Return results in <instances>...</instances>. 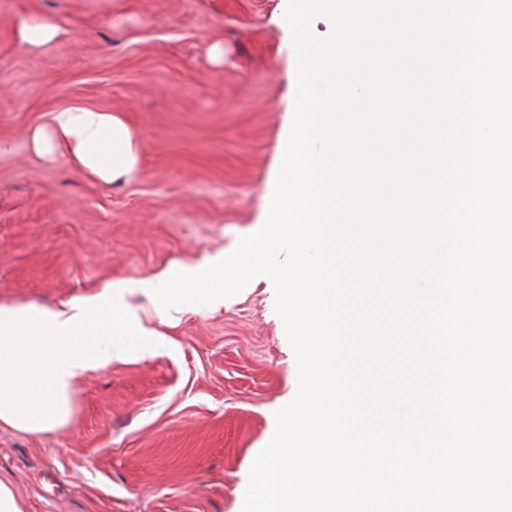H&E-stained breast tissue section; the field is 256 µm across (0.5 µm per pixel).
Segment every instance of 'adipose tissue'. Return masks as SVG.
I'll return each mask as SVG.
<instances>
[{
	"instance_id": "1",
	"label": "adipose tissue",
	"mask_w": 512,
	"mask_h": 512,
	"mask_svg": "<svg viewBox=\"0 0 512 512\" xmlns=\"http://www.w3.org/2000/svg\"><path fill=\"white\" fill-rule=\"evenodd\" d=\"M62 28L55 17L20 16L18 40L34 51L52 45ZM30 143L36 155L61 157L78 172L109 183L132 178L140 166V147L121 115L74 102L49 112L44 124L34 127Z\"/></svg>"
}]
</instances>
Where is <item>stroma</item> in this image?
<instances>
[{
    "label": "stroma",
    "instance_id": "obj_1",
    "mask_svg": "<svg viewBox=\"0 0 512 512\" xmlns=\"http://www.w3.org/2000/svg\"><path fill=\"white\" fill-rule=\"evenodd\" d=\"M286 9L0 0V301L57 307L233 251L260 228L297 89ZM31 12L61 20L51 48L18 44L14 22ZM72 102L124 115L140 145L135 179L104 184L32 153L31 129ZM128 301L163 347L79 379L66 425L1 428L0 482L23 512H241L297 381L273 283L171 319L143 293Z\"/></svg>",
    "mask_w": 512,
    "mask_h": 512
}]
</instances>
